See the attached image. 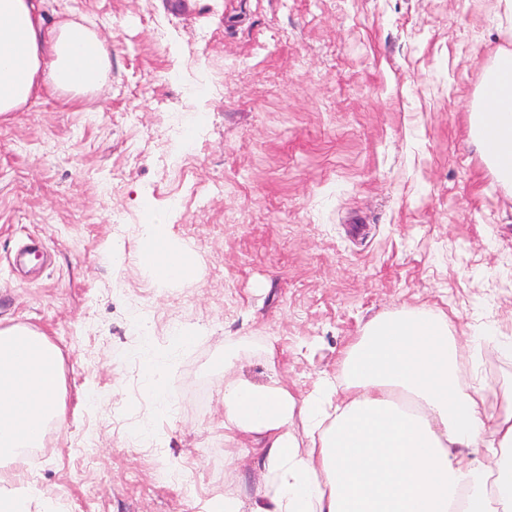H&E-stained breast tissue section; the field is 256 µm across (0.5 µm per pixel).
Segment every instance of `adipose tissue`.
<instances>
[{"label": "adipose tissue", "instance_id": "ef3b65f1", "mask_svg": "<svg viewBox=\"0 0 512 512\" xmlns=\"http://www.w3.org/2000/svg\"><path fill=\"white\" fill-rule=\"evenodd\" d=\"M46 0H0V117L23 112L47 91L96 89L110 68L105 41L89 27L43 24ZM478 148L512 185V57L492 73L475 117ZM158 284L191 283L196 263L167 249L140 255ZM464 347L426 310L378 321L347 352L344 382L303 399L284 386L224 382V437L257 436L260 492H233L206 512H512V388L488 405L483 377L463 374ZM58 348L27 327L0 328V466L43 445L63 420ZM307 419L310 445L289 425Z\"/></svg>", "mask_w": 512, "mask_h": 512}]
</instances>
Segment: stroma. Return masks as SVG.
Here are the masks:
<instances>
[{
  "mask_svg": "<svg viewBox=\"0 0 512 512\" xmlns=\"http://www.w3.org/2000/svg\"><path fill=\"white\" fill-rule=\"evenodd\" d=\"M44 19L95 29L112 61L95 91L0 121V325L47 336L63 370L64 423L12 467L31 512L254 497L225 373L304 396L407 310L512 387V188L471 136L512 0H48ZM155 211L195 283L139 265Z\"/></svg>",
  "mask_w": 512,
  "mask_h": 512,
  "instance_id": "obj_1",
  "label": "stroma"
}]
</instances>
